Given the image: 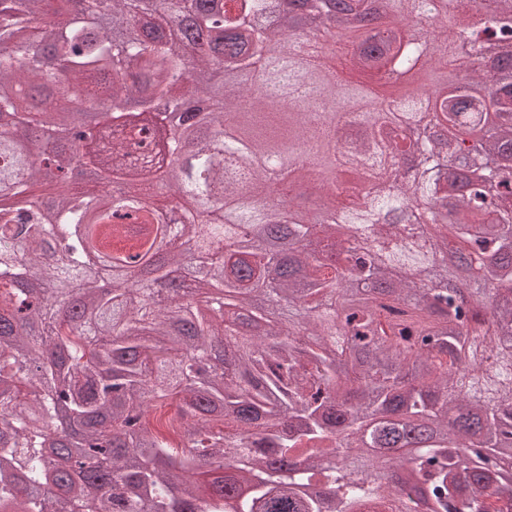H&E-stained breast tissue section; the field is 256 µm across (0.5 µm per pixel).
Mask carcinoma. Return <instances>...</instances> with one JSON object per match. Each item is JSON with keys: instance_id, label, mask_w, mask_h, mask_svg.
Instances as JSON below:
<instances>
[{"instance_id": "obj_1", "label": "carcinoma", "mask_w": 512, "mask_h": 512, "mask_svg": "<svg viewBox=\"0 0 512 512\" xmlns=\"http://www.w3.org/2000/svg\"><path fill=\"white\" fill-rule=\"evenodd\" d=\"M384 2L391 23L456 17L460 45L379 30V55L351 52L372 81L434 63L433 96L318 83L288 14L259 24L275 0H79L61 23L56 0L0 3V512H410L413 491L429 512H512V195L492 193L512 182V83L487 57L512 47V0ZM476 7L494 28H466ZM472 55L468 72L506 99L480 137L458 116L485 103L442 72ZM190 93L211 109L187 174L163 150L181 149ZM104 109L117 198L71 177ZM418 123L434 133L416 178L363 192ZM338 127L352 162L330 155ZM280 149L302 166L280 170ZM472 153L486 168L448 191L449 158ZM307 177L317 216L295 203ZM48 182L55 199L8 204ZM152 184L182 199L179 218L141 198ZM418 208L421 243L401 231ZM122 211L180 241L153 289L128 284L125 257H92ZM274 226L291 244L269 253ZM348 235L387 244L363 259ZM474 257L497 287L453 276ZM62 398L71 431L53 440ZM168 400L174 414L151 424Z\"/></svg>"}]
</instances>
